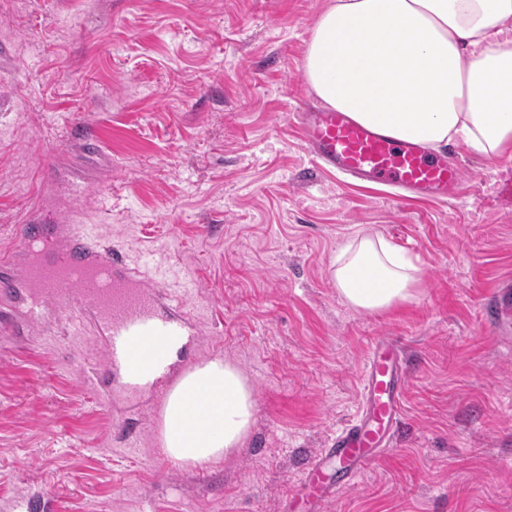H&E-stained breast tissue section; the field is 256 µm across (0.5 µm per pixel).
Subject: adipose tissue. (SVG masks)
Segmentation results:
<instances>
[{"mask_svg":"<svg viewBox=\"0 0 512 512\" xmlns=\"http://www.w3.org/2000/svg\"><path fill=\"white\" fill-rule=\"evenodd\" d=\"M304 75L323 104L398 140L496 158L512 147V0H328ZM332 279L351 308L380 313L416 302L422 274L366 233L337 249ZM254 406L236 365L197 364L167 394L161 446L185 466L221 461L248 438Z\"/></svg>","mask_w":512,"mask_h":512,"instance_id":"ef3b65f1","label":"adipose tissue"}]
</instances>
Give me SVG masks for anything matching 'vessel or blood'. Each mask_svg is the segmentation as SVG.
I'll return each instance as SVG.
<instances>
[{"label": "vessel or blood", "mask_w": 512, "mask_h": 512, "mask_svg": "<svg viewBox=\"0 0 512 512\" xmlns=\"http://www.w3.org/2000/svg\"><path fill=\"white\" fill-rule=\"evenodd\" d=\"M296 119L309 150L340 173L440 199L462 182L460 168L445 157L374 131L346 113L306 108ZM160 265L152 257L143 268L129 266L81 224L28 223L21 225L14 246L0 254V299L21 302L27 329L39 326L48 309L90 329L108 367L126 369L121 387L132 390L141 381L163 378L168 347L192 333L184 312L162 304L154 287ZM407 379L401 346L392 337H375L363 370L362 409L307 463L290 512L301 504L308 512H322L390 448L402 424Z\"/></svg>", "instance_id": "obj_1"}]
</instances>
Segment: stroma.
Wrapping results in <instances>:
<instances>
[{"label": "stroma", "instance_id": "35a3bbf8", "mask_svg": "<svg viewBox=\"0 0 512 512\" xmlns=\"http://www.w3.org/2000/svg\"><path fill=\"white\" fill-rule=\"evenodd\" d=\"M327 0H0V247L22 224H85L128 261L191 281L198 343L254 389L238 452L185 467L158 441L154 384L114 410L106 359L53 312L0 345V512H283L362 400L373 337L409 376L391 448L323 512H512V149L463 147L448 200L320 169L293 120ZM98 125L89 153L80 128ZM366 231L418 257V301L346 306L330 264Z\"/></svg>", "mask_w": 512, "mask_h": 512}]
</instances>
